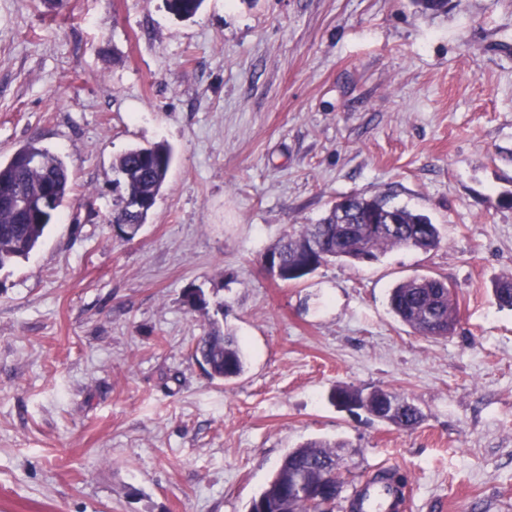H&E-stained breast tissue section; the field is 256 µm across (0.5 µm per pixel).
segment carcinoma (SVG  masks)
<instances>
[{
	"label": "carcinoma",
	"mask_w": 512,
	"mask_h": 512,
	"mask_svg": "<svg viewBox=\"0 0 512 512\" xmlns=\"http://www.w3.org/2000/svg\"><path fill=\"white\" fill-rule=\"evenodd\" d=\"M167 10L179 19L189 20L200 11L204 0H164ZM424 14L446 11L448 0H412ZM37 158L42 167L29 168L24 161ZM173 159L169 145L156 143L134 147L120 155L112 164L122 187L121 208L112 212L111 224H144L149 210L133 212L125 201L141 199L156 201ZM51 176L54 205L51 210L39 208L26 217L13 208L0 204V269L21 258H28L53 223L59 207L70 194V176L63 160L28 139L5 162H0V189L39 200L44 191V178ZM394 226L377 234L361 232L363 224ZM440 245L437 225L422 213H416L392 202L389 194L366 196L350 194L336 201L329 213L315 224H305L288 233L279 245L268 251L278 261L279 279L297 282L330 260L351 264L372 262L397 247H414L425 251ZM497 305L512 309V274L493 284ZM393 315L425 337L448 334L458 321V308L448 283L432 276L412 277L398 283L389 295ZM193 354L211 379L231 381L245 369V355L237 338L230 331L211 328L198 337ZM330 400L338 407L356 404L365 412L404 430L422 419L420 408L407 404L404 395L385 388L371 393L338 386ZM342 441H309L291 449L259 496L252 500L248 512H257V505L266 504V512H331L337 489L326 494L297 493L294 485L300 479L308 483L320 480L326 468L336 463Z\"/></svg>",
	"instance_id": "cac0c4a2"
}]
</instances>
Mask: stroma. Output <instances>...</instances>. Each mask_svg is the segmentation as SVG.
<instances>
[{
    "label": "stroma",
    "instance_id": "stroma-1",
    "mask_svg": "<svg viewBox=\"0 0 512 512\" xmlns=\"http://www.w3.org/2000/svg\"><path fill=\"white\" fill-rule=\"evenodd\" d=\"M70 198L0 269V512H248L289 450L344 442L333 512L379 469L410 512H512V0H0V161L29 138ZM174 160L117 238L113 161ZM390 193L437 249L331 261L284 282L264 254L337 198ZM440 276L460 320L427 338L388 294ZM205 306L193 309L187 289ZM232 330L244 374L191 355ZM399 391L412 430L338 409L336 386Z\"/></svg>",
    "mask_w": 512,
    "mask_h": 512
}]
</instances>
